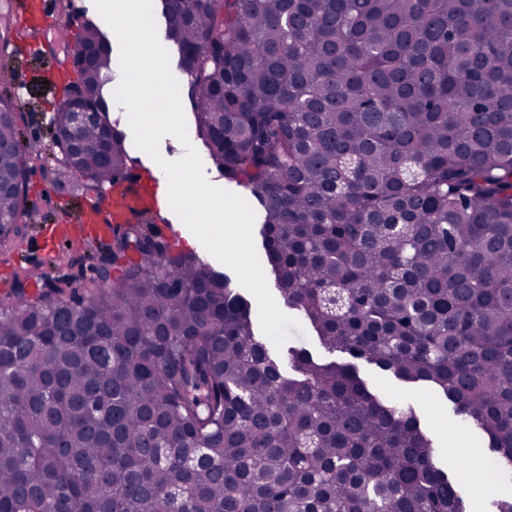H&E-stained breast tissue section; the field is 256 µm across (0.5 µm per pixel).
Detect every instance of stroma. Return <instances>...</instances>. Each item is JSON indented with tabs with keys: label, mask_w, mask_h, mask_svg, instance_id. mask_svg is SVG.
<instances>
[{
	"label": "stroma",
	"mask_w": 512,
	"mask_h": 512,
	"mask_svg": "<svg viewBox=\"0 0 512 512\" xmlns=\"http://www.w3.org/2000/svg\"><path fill=\"white\" fill-rule=\"evenodd\" d=\"M11 27V48L14 64L8 80H0V94L16 99L24 119L20 125L22 138L27 142L44 145L47 157L44 164L35 166L28 179L31 224L25 225L22 234L11 249L0 251V298L11 293L17 276L39 265L47 272H54L57 257L68 246L60 242L47 245L45 227L49 224L74 222L82 214L87 200L98 198V191L88 187L79 177H59L53 173L57 150L53 145L49 118L54 113L60 88L53 84L54 74L69 69L65 47L56 45L54 29H47L36 36V48H29L23 34L28 17L12 9L9 0H0V22ZM117 129L125 133V146L133 158V171L143 184L158 187L160 167L146 152L136 147L126 108L115 105L110 114ZM361 373L378 391L397 399H410L431 434L436 437L437 459L448 458L467 462L468 478L463 485L469 497L472 512H490L495 500L512 494V482L500 478L492 467V455L480 432L474 427L458 424L445 400L426 388H413L396 381L387 373L370 365H362Z\"/></svg>",
	"instance_id": "stroma-1"
}]
</instances>
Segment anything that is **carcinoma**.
<instances>
[{
	"label": "carcinoma",
	"instance_id": "carcinoma-1",
	"mask_svg": "<svg viewBox=\"0 0 512 512\" xmlns=\"http://www.w3.org/2000/svg\"><path fill=\"white\" fill-rule=\"evenodd\" d=\"M197 135L263 207L264 260L322 348L286 373L232 281L147 207L96 276L0 301V512H469L414 405L356 360L439 392L512 472V0H165ZM75 45L108 114L112 45ZM0 96V245L44 160ZM65 175L135 183L88 126Z\"/></svg>",
	"mask_w": 512,
	"mask_h": 512
}]
</instances>
